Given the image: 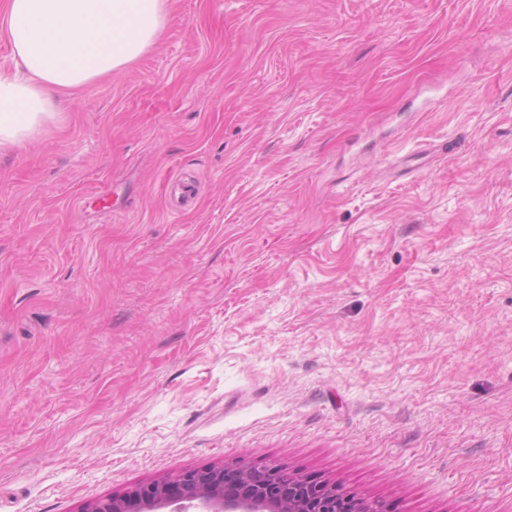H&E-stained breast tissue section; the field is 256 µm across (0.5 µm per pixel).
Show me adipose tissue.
I'll list each match as a JSON object with an SVG mask.
<instances>
[{"label": "adipose tissue", "instance_id": "adipose-tissue-1", "mask_svg": "<svg viewBox=\"0 0 512 512\" xmlns=\"http://www.w3.org/2000/svg\"><path fill=\"white\" fill-rule=\"evenodd\" d=\"M168 20V0H0L14 61L0 70V148L29 142L66 96L152 51Z\"/></svg>", "mask_w": 512, "mask_h": 512}]
</instances>
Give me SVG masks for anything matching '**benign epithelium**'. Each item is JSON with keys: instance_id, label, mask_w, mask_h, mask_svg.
<instances>
[{"instance_id": "7a95c632", "label": "benign epithelium", "mask_w": 512, "mask_h": 512, "mask_svg": "<svg viewBox=\"0 0 512 512\" xmlns=\"http://www.w3.org/2000/svg\"><path fill=\"white\" fill-rule=\"evenodd\" d=\"M242 491L224 493L225 469L184 471L171 480L96 499L82 512H390L354 493L274 466L237 465Z\"/></svg>"}]
</instances>
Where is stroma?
I'll use <instances>...</instances> for the list:
<instances>
[{
    "mask_svg": "<svg viewBox=\"0 0 512 512\" xmlns=\"http://www.w3.org/2000/svg\"><path fill=\"white\" fill-rule=\"evenodd\" d=\"M170 12L0 154V512L238 462L512 512V0Z\"/></svg>",
    "mask_w": 512,
    "mask_h": 512,
    "instance_id": "1",
    "label": "stroma"
}]
</instances>
